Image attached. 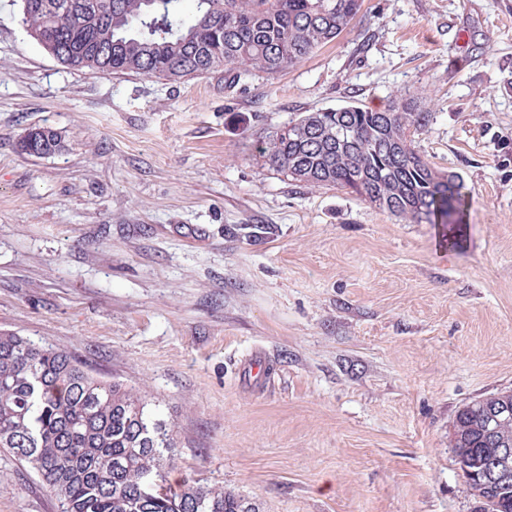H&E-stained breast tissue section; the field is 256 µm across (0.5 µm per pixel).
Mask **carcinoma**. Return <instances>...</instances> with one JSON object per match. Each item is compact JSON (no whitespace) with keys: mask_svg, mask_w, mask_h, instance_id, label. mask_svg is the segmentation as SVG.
Returning <instances> with one entry per match:
<instances>
[{"mask_svg":"<svg viewBox=\"0 0 512 512\" xmlns=\"http://www.w3.org/2000/svg\"><path fill=\"white\" fill-rule=\"evenodd\" d=\"M21 0L30 35L69 68L139 73L170 82L224 71L231 82L277 74L349 27L363 0ZM431 114L414 99L383 110L349 105L306 112L265 136L259 158L288 179L339 186L416 223L450 224L464 184L413 146ZM47 155L63 138L44 127ZM458 411L452 447L470 468L494 448H512V419L486 425L484 406ZM173 431L142 396L103 380L62 349L0 332V448L27 464L61 512H258L241 496L167 481ZM474 512H512V482L466 481Z\"/></svg>","mask_w":512,"mask_h":512,"instance_id":"cac0c4a2","label":"carcinoma"}]
</instances>
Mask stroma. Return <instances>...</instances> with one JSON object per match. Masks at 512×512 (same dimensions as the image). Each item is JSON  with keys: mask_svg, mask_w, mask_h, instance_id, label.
Here are the masks:
<instances>
[{"mask_svg": "<svg viewBox=\"0 0 512 512\" xmlns=\"http://www.w3.org/2000/svg\"><path fill=\"white\" fill-rule=\"evenodd\" d=\"M401 96L470 192L455 248L255 157L302 113ZM35 126L59 153L20 151ZM0 332L136 389L174 432L169 482L260 512H471L453 422L512 390V0H363L235 84L63 67L0 0ZM0 512H59L3 451ZM35 129H41L42 130V132L40 133V137L38 136V145L42 144L43 151H44L45 155H49V156L53 155V154L59 152L62 149V147H63V138H62L61 133L58 132L57 130L49 128V127H34V128H30L28 130V132L24 135V137L26 135H29L31 130H35ZM24 137H22V139L20 140L19 147H20V150L25 153V149H24V145L23 144L25 143V145L27 147L29 145V148L31 146H33L34 135L31 136L30 141L29 140H25V142H24L23 141Z\"/></svg>", "mask_w": 512, "mask_h": 512, "instance_id": "1", "label": "stroma"}]
</instances>
